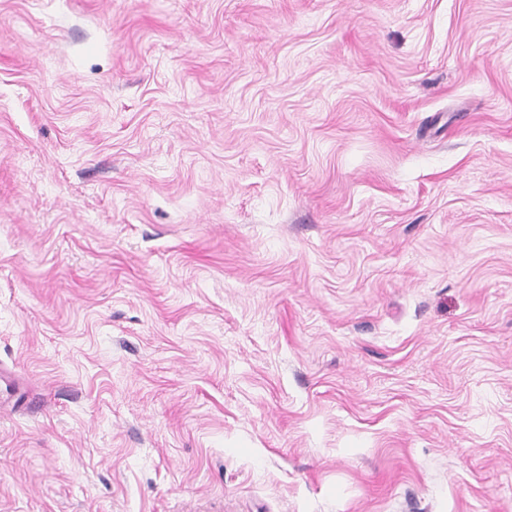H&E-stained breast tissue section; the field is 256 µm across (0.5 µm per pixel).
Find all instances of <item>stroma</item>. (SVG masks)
<instances>
[{
    "mask_svg": "<svg viewBox=\"0 0 512 512\" xmlns=\"http://www.w3.org/2000/svg\"><path fill=\"white\" fill-rule=\"evenodd\" d=\"M0 512H512V0H0Z\"/></svg>",
    "mask_w": 512,
    "mask_h": 512,
    "instance_id": "1",
    "label": "stroma"
}]
</instances>
